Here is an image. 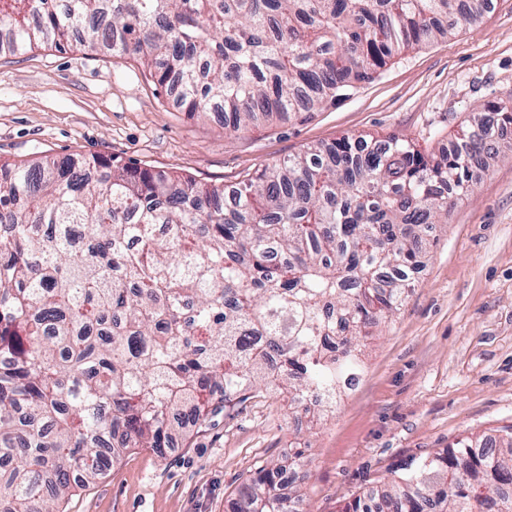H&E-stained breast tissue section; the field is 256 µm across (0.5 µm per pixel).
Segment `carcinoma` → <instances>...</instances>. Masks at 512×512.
Wrapping results in <instances>:
<instances>
[{
  "mask_svg": "<svg viewBox=\"0 0 512 512\" xmlns=\"http://www.w3.org/2000/svg\"><path fill=\"white\" fill-rule=\"evenodd\" d=\"M0 54L100 46L139 60L191 115L239 132L350 96L486 0H24ZM512 91L475 109L456 150L342 137L233 186L97 155L0 163V512H58L126 448L162 455L256 394L320 411L358 347L423 270L424 236L512 157ZM262 465L240 512H294ZM344 512H512V427L464 436Z\"/></svg>",
  "mask_w": 512,
  "mask_h": 512,
  "instance_id": "1",
  "label": "carcinoma"
}]
</instances>
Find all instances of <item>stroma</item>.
Masks as SVG:
<instances>
[{"label": "stroma", "mask_w": 512, "mask_h": 512, "mask_svg": "<svg viewBox=\"0 0 512 512\" xmlns=\"http://www.w3.org/2000/svg\"><path fill=\"white\" fill-rule=\"evenodd\" d=\"M510 90L512 0L395 57L349 98L236 133L216 113L188 115L139 62L42 47L0 54V161L93 154L230 185L344 136L441 153L477 104ZM431 237L403 307L362 341L358 383L321 417L296 422L283 396L249 400L165 455L125 449L61 512H231L257 467L301 448L312 462L297 512H340L456 438L512 426V159L478 174Z\"/></svg>", "instance_id": "obj_1"}]
</instances>
